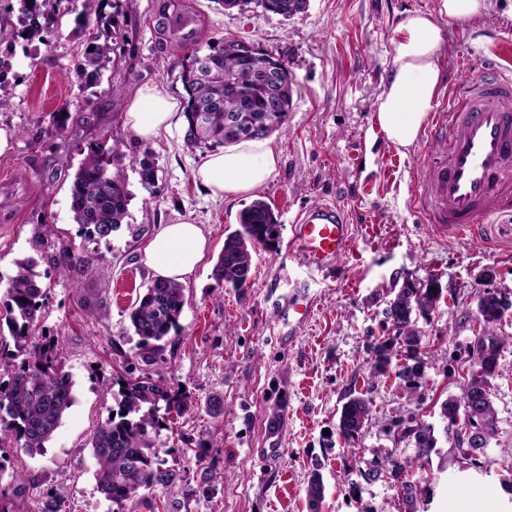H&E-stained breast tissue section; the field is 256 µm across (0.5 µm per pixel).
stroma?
<instances>
[{
	"label": "stroma",
	"instance_id": "obj_1",
	"mask_svg": "<svg viewBox=\"0 0 512 512\" xmlns=\"http://www.w3.org/2000/svg\"><path fill=\"white\" fill-rule=\"evenodd\" d=\"M197 20V40L244 38L283 56L293 76V109L271 138L279 163L256 191L280 216V236L257 247L242 287L221 285L212 268L226 230L250 196L214 193L197 177L205 152L184 143L183 126L142 141L126 127L127 101L161 84L183 97L176 62L182 47L160 26L163 0H101L83 21L68 0L59 5L61 38L16 47L17 79L0 98V128L14 133L0 155V304L18 262L37 257L33 239L48 234L49 256L34 273L46 290L32 343L52 340L74 382L75 403L42 453L0 443V463L17 476L9 489L15 512H37L46 494L71 512H112L98 489L90 439L117 412L119 385L151 377L182 391L187 411L153 435L164 468L177 480L134 496L121 512H405L402 481L416 484L418 512H467L483 496L492 512H512V346L504 348L489 392L496 429L477 468L462 459L446 429L442 404L460 397L479 339L512 336V309L483 325L480 297L512 295V210L492 209L467 236L437 234L416 213L411 189L436 151L426 136L403 149L377 124L378 97L391 71L401 21L437 13L440 0H309L283 17L257 5L225 12L216 0H179ZM467 26L445 24L438 64L443 86L482 80L487 62L512 76V0H487ZM120 29L124 41L104 61L98 82L76 72L85 31ZM64 133H56L55 124ZM121 142V170L133 198L121 227L106 239L81 236L71 211V179L88 144ZM156 163L146 196L132 161ZM336 200L349 211L352 237L340 273L328 278L288 254L296 215ZM198 224L204 259L184 285L179 336L150 359L136 354L129 314L154 276L145 248L161 225ZM69 246L90 260L61 270L52 256ZM438 281L442 297L418 319L414 361L394 348L382 375L372 348L392 335L389 299L403 283ZM312 306L295 328L281 317L294 288ZM370 402L369 419L352 442L339 433L343 405ZM431 427L436 441L418 455L413 431ZM280 448L274 463L259 451ZM395 452L404 480L364 477L377 452ZM319 474L324 498L310 510L306 487Z\"/></svg>",
	"mask_w": 512,
	"mask_h": 512
}]
</instances>
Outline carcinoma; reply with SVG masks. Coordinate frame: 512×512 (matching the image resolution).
I'll return each instance as SVG.
<instances>
[{
    "mask_svg": "<svg viewBox=\"0 0 512 512\" xmlns=\"http://www.w3.org/2000/svg\"><path fill=\"white\" fill-rule=\"evenodd\" d=\"M225 10H239L255 2L267 10L285 17L305 11L307 0H217ZM20 27L0 28V46H8L22 39L29 44L45 42L54 34L57 24L50 0H18ZM124 38L113 30L111 41L100 43L98 37L88 36L84 41L83 61L78 77L84 82L100 78L101 63L114 51L117 41ZM241 40L216 38L203 45L194 44L180 61V78L184 97L186 120L184 141L195 148L215 150L235 143L271 137L288 121L293 108L292 75L283 57L259 50L249 59L236 55ZM13 66L11 55L0 53V95L9 91V74ZM273 71L277 80L271 83L261 74ZM230 79L244 90L251 102V111L241 113V124L249 126L256 115L265 117V129L248 136L229 128L224 114L236 110V102L224 96V81ZM278 95L281 101L277 112L266 111L267 101ZM124 154L119 144L106 149L98 144L88 146L87 154L76 170L70 187L71 211L81 234L89 238L107 239L117 231L127 216L131 193L126 178L112 168L121 164ZM136 167L141 188L153 195L156 188V166L149 154L132 161ZM279 216L262 199H256L239 213L237 227L224 237V247L212 269V277L220 284L235 288L249 278L253 254L259 245L276 240L279 234ZM35 261L25 260L9 279L4 320L14 341L15 351L0 335V434L11 437L17 448L33 455L45 448L73 403V381L58 363L55 350L45 344L29 345L28 330L36 322L45 297V289L33 273ZM442 290L434 283L421 286L407 284L399 289L389 302L387 317L396 335L373 347L382 361L375 362L374 371L384 372L398 339L406 344L418 343L412 315L425 316L432 312ZM185 304L184 288L172 281L156 279L146 288L130 312L138 349L147 353L161 349V342L179 334L180 316ZM498 359L482 367L480 378L469 376L463 385L462 396L450 398L442 405V415L454 424L460 413L469 406L472 397L480 395L482 408L476 418L480 443L467 435H456L462 458L477 465V456L488 444L495 423V409L488 392V378L493 376ZM7 381H1V378ZM177 415L187 410L184 399L172 394L159 381L148 377L127 381L121 389V402L115 416L101 424L91 439V448L97 461L98 488L105 498L122 509L123 503L141 490L174 481L175 474L162 467L151 433L159 425L160 411ZM370 413L368 400L354 397L342 407L340 434L347 441L359 436ZM416 449L426 455L434 447L431 429L420 426L415 433ZM395 479L401 474L398 459L393 454L374 461L366 472L368 480L381 475ZM307 497L317 507L324 488L317 474H312L307 485Z\"/></svg>",
    "mask_w": 512,
    "mask_h": 512,
    "instance_id": "1",
    "label": "carcinoma"
}]
</instances>
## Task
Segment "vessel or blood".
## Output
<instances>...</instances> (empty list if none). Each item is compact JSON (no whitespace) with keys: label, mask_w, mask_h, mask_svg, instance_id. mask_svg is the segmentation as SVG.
<instances>
[{"label":"vessel or blood","mask_w":512,"mask_h":512,"mask_svg":"<svg viewBox=\"0 0 512 512\" xmlns=\"http://www.w3.org/2000/svg\"><path fill=\"white\" fill-rule=\"evenodd\" d=\"M438 148L412 191L425 223L466 234L493 205L512 204V78L456 83L426 128ZM352 236L345 208L334 202L302 210L289 249L305 266L329 268Z\"/></svg>","instance_id":"b4317fda"}]
</instances>
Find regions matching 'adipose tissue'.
I'll return each mask as SVG.
<instances>
[{"label":"adipose tissue","instance_id":"1","mask_svg":"<svg viewBox=\"0 0 512 512\" xmlns=\"http://www.w3.org/2000/svg\"><path fill=\"white\" fill-rule=\"evenodd\" d=\"M486 0H441L438 15L413 13L400 24L392 72L380 97L379 126L398 148L412 146L423 129L440 89L438 56L444 41L440 17L460 25L478 20ZM125 123L140 139L152 140L179 118V104L160 85L138 91L125 106ZM279 157L269 140L238 143L211 154L198 171L201 180L226 194H248L275 172ZM207 239L202 229L184 221L162 225L150 239L146 263L155 277L184 282L203 260Z\"/></svg>","mask_w":512,"mask_h":512}]
</instances>
